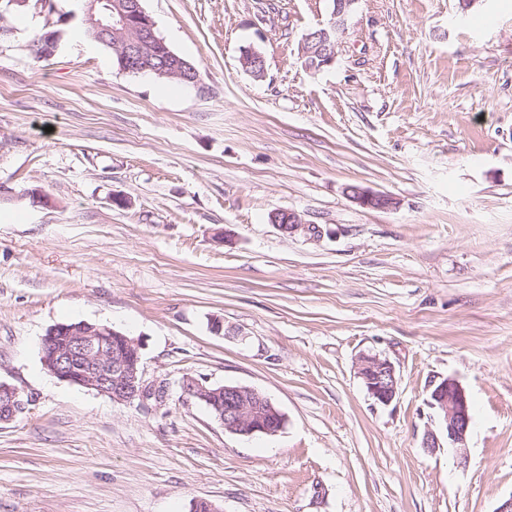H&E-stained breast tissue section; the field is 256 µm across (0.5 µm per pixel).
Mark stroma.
Listing matches in <instances>:
<instances>
[{"mask_svg": "<svg viewBox=\"0 0 512 512\" xmlns=\"http://www.w3.org/2000/svg\"><path fill=\"white\" fill-rule=\"evenodd\" d=\"M143 6L198 83L121 71L81 0H0V381L32 398L0 425V512H495L512 497V0H357L316 72L299 45L331 0ZM282 209L304 230L280 232ZM74 321L141 338L164 400L50 375L43 337ZM365 354L396 369L389 405ZM448 376L470 398L463 465L428 404ZM187 377L252 387L286 424L230 433ZM346 194L362 206L372 209L388 210L396 206L395 198L388 194L377 193L360 185H349ZM358 374L375 403L388 405L393 401L397 393V378L390 361L377 355H363L358 362Z\"/></svg>", "mask_w": 512, "mask_h": 512, "instance_id": "obj_1", "label": "stroma"}]
</instances>
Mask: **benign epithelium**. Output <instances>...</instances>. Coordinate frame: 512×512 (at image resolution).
<instances>
[{"instance_id": "7a95c632", "label": "benign epithelium", "mask_w": 512, "mask_h": 512, "mask_svg": "<svg viewBox=\"0 0 512 512\" xmlns=\"http://www.w3.org/2000/svg\"><path fill=\"white\" fill-rule=\"evenodd\" d=\"M90 12H98L92 20L94 36L103 38L122 30L133 37L120 46L124 64L130 71H151L168 68L174 54L154 34L155 24L140 6L139 0H88ZM357 0H333L330 21L308 31L300 43L299 52L308 69L320 70L336 61L340 37ZM240 62L256 78L265 74L264 57L253 47L242 51ZM346 194L362 206L388 210L396 200L360 185H349ZM271 222L285 235L310 230L300 216L279 210ZM59 326L48 329L43 339L42 362L50 374L79 387L103 394L116 403L145 399L153 394L145 384L142 370L143 341L129 337L104 324L84 322L68 330L67 339L57 344L51 337ZM358 374L367 393L377 404L388 405L397 393L396 371L392 363L377 355H363L358 362ZM183 392L218 410L217 420L224 429L235 434L275 435L285 425L286 417L272 401L258 390L243 385H208L187 377ZM31 402L17 387L0 382V424L12 422ZM429 406L435 410L440 427L448 433V447L466 463L465 449L471 427L470 401L465 389L453 377L442 378L430 386Z\"/></svg>"}]
</instances>
